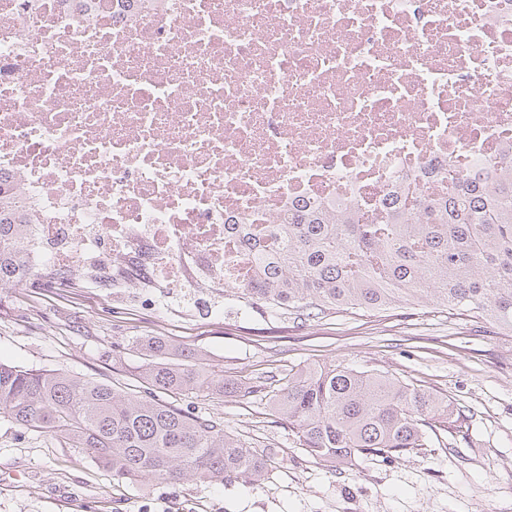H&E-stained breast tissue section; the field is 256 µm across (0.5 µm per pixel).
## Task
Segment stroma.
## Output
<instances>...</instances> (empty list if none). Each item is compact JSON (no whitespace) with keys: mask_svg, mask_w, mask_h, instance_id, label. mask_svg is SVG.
Segmentation results:
<instances>
[{"mask_svg":"<svg viewBox=\"0 0 512 512\" xmlns=\"http://www.w3.org/2000/svg\"><path fill=\"white\" fill-rule=\"evenodd\" d=\"M155 305L108 280L55 288L44 279L0 288V361L137 384L128 342L161 335L203 348L228 376L254 379L309 363L387 372L452 400L433 444L331 465L300 448L266 401L176 397L222 417L227 431L274 461L255 483L192 477L129 485L50 434L0 419V512H512V333L449 315L433 302L300 320L242 305L235 293L198 300L155 289Z\"/></svg>","mask_w":512,"mask_h":512,"instance_id":"stroma-1","label":"stroma"}]
</instances>
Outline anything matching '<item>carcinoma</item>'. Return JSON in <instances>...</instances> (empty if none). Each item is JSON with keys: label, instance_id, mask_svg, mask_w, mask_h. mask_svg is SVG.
Listing matches in <instances>:
<instances>
[{"label": "carcinoma", "instance_id": "1", "mask_svg": "<svg viewBox=\"0 0 512 512\" xmlns=\"http://www.w3.org/2000/svg\"><path fill=\"white\" fill-rule=\"evenodd\" d=\"M20 230L0 195L1 286H23L31 277L14 246ZM273 232L280 237L277 250L256 248L257 276L239 289L247 306L323 319L379 313L427 295L512 333V171L493 186L462 175L444 198L419 195L408 211L394 206L386 224L299 210ZM131 345L143 359L148 395L0 361V419L49 432L128 483L186 476L251 482L267 473V456L227 432L223 421L167 401L192 394L245 398L267 383L208 369L203 350L164 336H137ZM269 404L302 448L332 464L422 448L429 431L447 428L454 414L451 401L420 385L340 363L289 370Z\"/></svg>", "mask_w": 512, "mask_h": 512}]
</instances>
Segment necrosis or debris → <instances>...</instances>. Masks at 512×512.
Segmentation results:
<instances>
[{
	"mask_svg": "<svg viewBox=\"0 0 512 512\" xmlns=\"http://www.w3.org/2000/svg\"><path fill=\"white\" fill-rule=\"evenodd\" d=\"M512 165V0H0L28 267L192 293L302 209Z\"/></svg>",
	"mask_w": 512,
	"mask_h": 512,
	"instance_id": "obj_1",
	"label": "necrosis or debris"
}]
</instances>
